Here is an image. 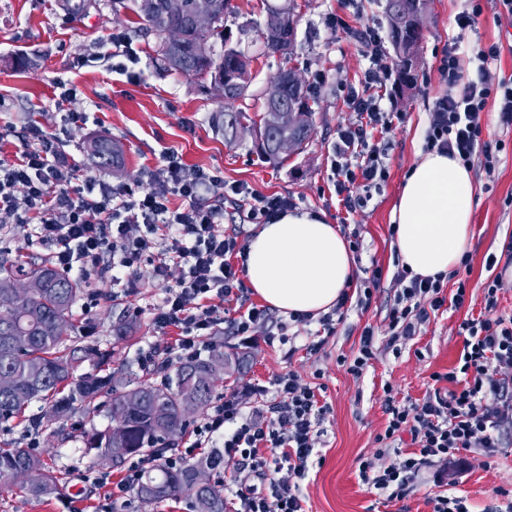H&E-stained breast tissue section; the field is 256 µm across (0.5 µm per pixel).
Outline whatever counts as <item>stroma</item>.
I'll return each instance as SVG.
<instances>
[{
  "instance_id": "35a3bbf8",
  "label": "stroma",
  "mask_w": 512,
  "mask_h": 512,
  "mask_svg": "<svg viewBox=\"0 0 512 512\" xmlns=\"http://www.w3.org/2000/svg\"><path fill=\"white\" fill-rule=\"evenodd\" d=\"M298 2L294 64L304 73L318 103L310 141L284 164L263 162L252 137L228 143L216 135L212 118L221 101L203 89L200 80L159 72L153 59L155 38L136 36V16H114L111 0H100L98 9L84 15L64 13L60 0H0V128L13 129L11 136L0 141V154L10 157L23 149L22 126L32 119L46 129L59 130L60 148L76 161L78 179L103 176L116 187L144 189L148 170L158 165L162 151L171 148L188 167L216 169L226 182H242L265 195L291 197L298 207L324 213L329 223L357 232L360 250L354 261V288H362L373 268L382 270V284L369 306L350 307L334 334L315 352L307 349L313 330L309 324L289 323V343L268 342V332L282 317L274 309L248 344H241L236 336L217 334L213 344L245 346L251 362L246 372L218 384L214 401L220 404L234 395L249 412L267 402L266 396L252 393L253 385L265 386L272 393L278 378L295 374L301 382L318 387V400L326 407L318 427L317 460L302 486L308 512H432L433 485L413 484L404 500L387 503L360 480L358 465L360 459L372 456L381 470L401 461L400 450L377 452L376 437L387 422L386 395H393L402 405L423 401L433 388V374L447 373L457 364L464 341L462 321L482 308L481 285L489 275L486 258L496 255L501 272L512 266L502 252L504 242L512 237V128L500 125L497 106L486 108L483 137L501 142L498 162L490 173L478 163L471 169L479 195L469 249L472 304L436 315L409 341H392L386 319L398 290L392 279L397 253L390 214L405 175L424 148L427 114L434 101L448 91L438 70L443 51L448 44L458 43L463 75L471 78L478 49L499 44L496 70L512 75V13L499 0H479L480 12L472 27L462 32L455 24L462 0H431L412 89L405 93L395 82L387 84L386 93L395 110L405 115L404 123L385 136L389 176L373 191L366 207L349 213L336 195L332 145L337 130L357 120L345 94L349 85L363 79L368 67L358 32L370 27L378 29L381 37L389 35L385 0H359L345 30L328 25L330 16L340 11L341 0ZM230 7L253 23L247 32L232 34L233 40L257 57L248 95L238 104L252 115L261 112L266 81L281 60L262 50L257 30L265 17L261 0H230ZM113 30L130 38L138 55L137 63L124 72L112 68L108 34ZM79 55L93 56L92 66L73 68L72 60ZM63 84L77 87L86 121L63 124L57 107ZM102 138L120 144L121 174L93 162L89 145ZM20 253L35 261L47 256L29 225L0 223V260L14 259ZM88 289V299L76 307V318L92 323L90 342L111 348L117 381L141 375L148 345L163 348L174 344L176 331L160 332L151 321L161 289L151 265L138 271L132 295L113 296L111 282L97 278L89 280ZM125 321L133 324L135 338L114 343L112 327ZM368 324L376 333V357L356 376L341 366L340 359L353 357L360 333ZM42 415L41 404H31L25 420L0 424V442L24 448L30 439H38L40 449L52 452L61 492L34 501L18 486L0 487V512H192L184 498L147 506L135 492H118L117 485L127 473L123 467L107 470L105 482H94L83 433L94 425L105 426V415L77 412L47 427L38 423ZM464 468L452 494L466 497L471 512H503L506 494L512 492V447L499 449L490 458L465 453Z\"/></svg>"
}]
</instances>
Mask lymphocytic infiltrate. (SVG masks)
I'll list each match as a JSON object with an SVG mask.
<instances>
[{"instance_id":"1","label":"lymphocytic infiltrate","mask_w":512,"mask_h":512,"mask_svg":"<svg viewBox=\"0 0 512 512\" xmlns=\"http://www.w3.org/2000/svg\"><path fill=\"white\" fill-rule=\"evenodd\" d=\"M359 38L367 49L369 66L362 88H349L347 101L357 121L338 130L332 147L337 195L354 211L366 206L365 190L388 176L385 135L401 112L385 110L380 88L390 71L384 62L381 38L369 28ZM457 45L440 58V70L450 91L436 99L428 113L427 149L459 158L464 166L482 160L493 170L500 144L482 138L485 109L497 100L499 121L512 127V76L492 74L490 66L500 56L497 45L481 48L477 75L463 80ZM55 133L36 121L25 126V147L14 157H0V223L28 224L53 264L71 275L106 278L113 285L134 288L142 264L153 265L162 279V297L152 323L156 329L176 330L174 346L149 347L148 362L168 365L201 355L216 327L250 339L256 325L265 322V309L248 302V290L233 264L244 247L237 236L225 234L224 209L215 198L237 196L250 203L255 223L267 224L295 202L282 195H263L244 183H225L220 171L187 168L177 151L165 149L158 167L148 171L145 190H118L100 179L83 186L73 180L77 166L56 146ZM363 194H355V184ZM180 206H172V197ZM164 249H157V239ZM179 267L176 283H167L170 267ZM393 279L400 285L387 310L393 340L416 336L431 314L444 305L462 308L467 283L457 280L446 293L444 276L423 278L398 267ZM502 276L483 285V309L461 325L465 337L459 363L453 371L434 374L438 386L423 402L409 406L387 398V425L376 441L389 448L410 435L412 448L399 466L375 471L371 459L359 463L361 480L385 497L403 500L411 484L432 476L441 484L443 473L458 474L461 455L482 452L493 456L503 444H512V315L497 311ZM223 302L242 304L238 314L221 313ZM274 397L264 415L246 414L235 397L207 412L193 435L190 451L224 443V457L233 473L224 479L237 505L235 512H305L300 484L309 473L314 455L315 426L324 409L314 387L295 375L278 379ZM249 471L254 483L239 481L238 472ZM287 479H280V471Z\"/></svg>"}]
</instances>
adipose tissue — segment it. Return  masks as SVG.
Listing matches in <instances>:
<instances>
[{
	"instance_id": "1",
	"label": "adipose tissue",
	"mask_w": 512,
	"mask_h": 512,
	"mask_svg": "<svg viewBox=\"0 0 512 512\" xmlns=\"http://www.w3.org/2000/svg\"><path fill=\"white\" fill-rule=\"evenodd\" d=\"M476 194L469 168L458 159L435 150L419 154L391 212L401 265L431 278L457 267L470 245ZM244 269L255 296L284 314L328 312L354 277L336 225L304 208L257 228Z\"/></svg>"
}]
</instances>
